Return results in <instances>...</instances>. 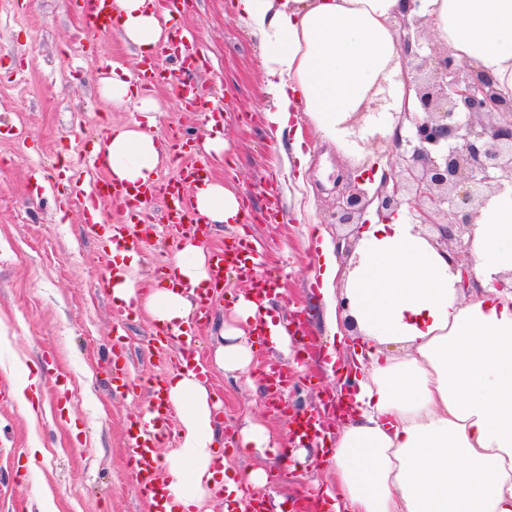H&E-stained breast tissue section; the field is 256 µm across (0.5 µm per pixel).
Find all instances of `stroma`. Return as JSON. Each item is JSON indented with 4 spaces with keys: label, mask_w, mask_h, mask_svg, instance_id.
Wrapping results in <instances>:
<instances>
[{
    "label": "stroma",
    "mask_w": 512,
    "mask_h": 512,
    "mask_svg": "<svg viewBox=\"0 0 512 512\" xmlns=\"http://www.w3.org/2000/svg\"><path fill=\"white\" fill-rule=\"evenodd\" d=\"M228 4L194 0L185 17L202 49L203 63L193 78L225 116L222 158L204 152L198 158L246 201L265 267L282 276L277 313L304 321L305 337L292 339L293 347L303 350L301 378L288 396L292 411L303 412L318 407L340 384L326 367L327 348L342 357L356 344L352 338L330 343L325 305L311 276L318 258L306 239L320 229L352 235L353 225L334 221L345 189L360 181L376 191V171H401L403 161L388 142L367 137L342 147L327 142L303 115L299 123L309 160L303 185H296L265 126L257 41ZM85 38L75 0H0V512H43L48 497L59 512H151L137 494L125 454L128 422L146 411L149 396L109 393L108 350L114 330H121L132 373L163 379L173 373L169 360L181 348L174 338L153 349L152 318L141 310L116 311L107 285L112 260L100 246L103 229L92 224L82 190L65 187L59 170L69 166L94 185L104 171L89 165L91 149L110 130L137 121L160 144L175 132L199 145L209 134L207 119L183 109L171 86L153 93L152 112L113 104L103 95L101 80L115 61L134 70L136 51L115 31L97 37L92 51L82 53L78 45ZM21 122L31 132L23 143L14 135ZM272 203L281 223L266 221ZM176 253L170 238L141 236L136 251L141 282L165 281ZM248 291L240 280L226 282L198 333L197 351L207 384L222 401L225 439L252 419L286 448L289 419L267 408L260 372L290 365V358L258 344L248 372H229L215 362L220 331L235 326L233 306ZM27 368L38 369L44 382L31 414L8 390L10 378ZM224 456L239 477L264 471L267 492L289 500L333 481L331 464L316 446L297 464L235 448Z\"/></svg>",
    "instance_id": "obj_1"
}]
</instances>
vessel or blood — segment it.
Instances as JSON below:
<instances>
[{"label": "vessel or blood", "mask_w": 512, "mask_h": 512, "mask_svg": "<svg viewBox=\"0 0 512 512\" xmlns=\"http://www.w3.org/2000/svg\"><path fill=\"white\" fill-rule=\"evenodd\" d=\"M84 26L87 32L94 35L112 33L118 18L112 7V0H79ZM169 54L181 59L183 67L196 68L199 65L200 49L195 39L176 28L172 31L169 42ZM134 83L140 92L148 93L158 84L177 82L178 97L185 109L204 111L205 102L198 84L176 78L175 74L164 69L151 58L139 62L133 73ZM207 174L206 167L200 162L183 165L176 180L153 179L150 184L131 188L102 178L95 186L94 196L97 202L123 216L122 223L113 225V241L123 243L128 249H136L137 239L127 234V227L142 221V205L146 201L161 200L163 210L161 218L172 232H179L183 227H190L194 237L206 240L209 225L194 205L190 189L200 182ZM236 272L249 281L256 297L264 299L273 296L279 286L277 279L263 274L260 270L259 253L252 242L251 234H236L226 242L223 250L210 253L208 273L210 277L209 291L200 293L196 300V311L191 322L182 330L185 343H193L198 328L204 323L211 311L213 290L222 288L228 272ZM112 360L119 368L112 376L116 392H136L141 383L126 367L127 360L120 341L112 343ZM294 375L286 368L270 370L266 383L274 396L270 404L273 412L289 414L288 403L281 397L287 390ZM150 403L146 416L131 421L128 425L129 445L127 456L130 463V473L140 497L150 501L153 512H166V506L171 500L169 484L159 472V463L155 447L160 438L168 432L169 422L175 412L169 404L168 394L162 381H153L150 386Z\"/></svg>", "instance_id": "vessel-or-blood-1"}]
</instances>
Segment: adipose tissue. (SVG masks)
I'll list each match as a JSON object with an SVG mask.
<instances>
[{
    "instance_id": "adipose-tissue-1",
    "label": "adipose tissue",
    "mask_w": 512,
    "mask_h": 512,
    "mask_svg": "<svg viewBox=\"0 0 512 512\" xmlns=\"http://www.w3.org/2000/svg\"><path fill=\"white\" fill-rule=\"evenodd\" d=\"M118 7L120 30L138 54L160 50L170 20L162 0H118ZM231 10L260 43L264 118L276 136H290L284 161L296 174L308 159L298 113L339 143L349 114L378 81L389 82L395 110L414 99L392 82L400 57L393 23L404 0H232ZM420 13L457 60L512 94V0H421ZM100 153L110 178L135 185L154 176L160 147L149 132L125 128ZM194 197L209 223L240 217L237 196L218 179H204ZM316 248L328 328L338 336L357 332L363 346L346 391L350 414L329 451L335 480L318 505L327 512H512V293L492 285L512 273V191L490 195L479 210L470 254L487 285L467 297L413 224L371 221L346 270L329 236ZM111 256L124 263L113 301L144 308L180 334L197 290L209 284L204 248L185 242L177 287L146 294L137 290V265L126 251ZM341 297L348 303L342 311ZM234 310L239 325L222 332L216 351L221 368L252 362L249 334L258 320L270 346L289 351L291 338L270 301L243 294ZM166 383L184 429L180 448L165 461L171 512H199L220 490L226 512H243L244 484L265 487L266 473L242 481L228 472L213 426L220 402L194 370L180 369Z\"/></svg>"
}]
</instances>
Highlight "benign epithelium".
Listing matches in <instances>:
<instances>
[{"label": "benign epithelium", "mask_w": 512, "mask_h": 512, "mask_svg": "<svg viewBox=\"0 0 512 512\" xmlns=\"http://www.w3.org/2000/svg\"><path fill=\"white\" fill-rule=\"evenodd\" d=\"M408 4L414 14L401 19L400 53L411 59L413 68L403 80L414 91L420 111L405 113L411 122L409 137L398 132L393 137L396 147H411L410 155H402L406 176H384L376 193L377 212L393 215L405 203L421 225L434 227L436 243L445 244L444 258L460 274L456 288L467 295L478 287L473 264L461 261L446 244L462 241L487 192L512 188V97L446 51L422 54L428 17L417 13L420 0ZM384 97L370 91L346 120L352 138L359 139L367 116L385 104ZM370 203L366 190L348 188L336 223H359Z\"/></svg>", "instance_id": "obj_1"}]
</instances>
